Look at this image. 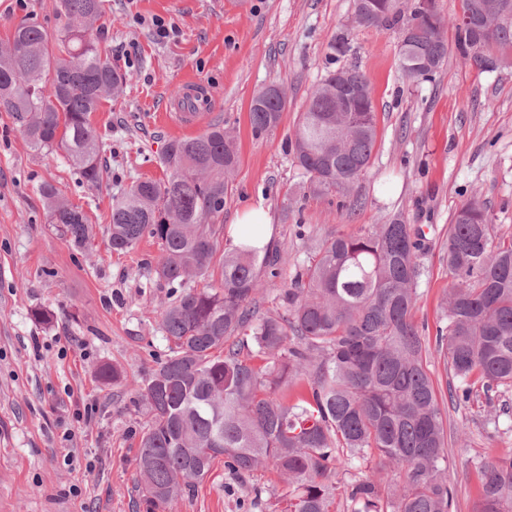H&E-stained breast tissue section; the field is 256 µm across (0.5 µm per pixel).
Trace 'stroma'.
I'll use <instances>...</instances> for the list:
<instances>
[{
    "label": "stroma",
    "instance_id": "35a3bbf8",
    "mask_svg": "<svg viewBox=\"0 0 512 512\" xmlns=\"http://www.w3.org/2000/svg\"><path fill=\"white\" fill-rule=\"evenodd\" d=\"M106 0L98 48L126 78L121 96L103 101L90 122L101 145L104 179L82 183L64 152H37L0 112V499L10 512H143L135 451L147 420L141 390L167 343L159 328L171 290L148 269L161 251L143 239L126 254L109 246L113 198L140 179L164 180L168 140L223 122L239 165L224 196V224L263 199L271 245L286 262L264 281L262 307L284 309L283 294L327 237L356 234L403 217L425 232L414 318L427 344L445 325L448 224L455 209L479 195L498 237L512 238V67L481 73L456 51L431 81L408 79L399 67L398 35L354 26V0ZM0 0V41L32 19L48 35L61 21L57 0ZM174 31L159 37L153 18ZM348 30L347 62L371 82L377 135L370 166L349 189L316 195L294 160L290 139L311 91L337 64L331 45ZM270 84L287 106L279 125L254 136L250 104ZM203 88L211 107L197 126L158 122L175 90ZM61 190L82 205L94 228L74 249L59 235L39 192ZM51 311L36 322L34 309ZM433 380L447 414L452 512H473L476 460L512 452V390L485 395L475 387L456 403V380L431 356ZM117 366L121 383L102 381ZM500 426H486L489 410ZM261 501H254L255 489ZM287 488L273 467L239 477L216 459L179 501L176 512H276Z\"/></svg>",
    "mask_w": 512,
    "mask_h": 512
}]
</instances>
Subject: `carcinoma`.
Masks as SVG:
<instances>
[{
	"label": "carcinoma",
	"instance_id": "1",
	"mask_svg": "<svg viewBox=\"0 0 512 512\" xmlns=\"http://www.w3.org/2000/svg\"><path fill=\"white\" fill-rule=\"evenodd\" d=\"M365 2L362 27L398 30L405 74L433 79L449 50L436 9L406 14L398 0ZM498 5L462 0V9L490 22L455 26L456 52L481 72L507 67L512 56V17H498ZM57 14L63 24L54 37L25 21L0 45V110L32 149L64 151L83 181L97 186L103 170L89 115L123 92L124 78L100 55L93 33L104 0H57ZM342 78L356 92L350 112L336 111L331 92ZM285 107V95L259 92L250 107L253 134L274 129ZM293 138L314 192L349 188L369 167L376 140L365 74L328 72ZM161 161L167 180H137L112 199L108 227L119 254L146 236L157 241L162 255L151 273L172 288L160 316L168 354L142 392L150 418L136 462L145 512H174L220 455L237 475L273 464L289 488L283 512H331V476L370 458L403 481L353 476L351 512H449L446 415L414 320L423 231L396 218L363 234L332 235L284 291L286 311L263 312L258 267L275 277L284 258L259 261V250L238 247L216 259L224 194L239 162L231 132L216 123L170 140ZM40 194L60 235L85 247L93 227L83 208L48 184ZM446 260L447 325L437 327L435 343L456 379V400L469 401L478 380L488 392L512 389V239L496 238L475 196L451 216ZM216 273L207 287L192 285ZM477 468L474 512H512V453Z\"/></svg>",
	"mask_w": 512,
	"mask_h": 512
}]
</instances>
